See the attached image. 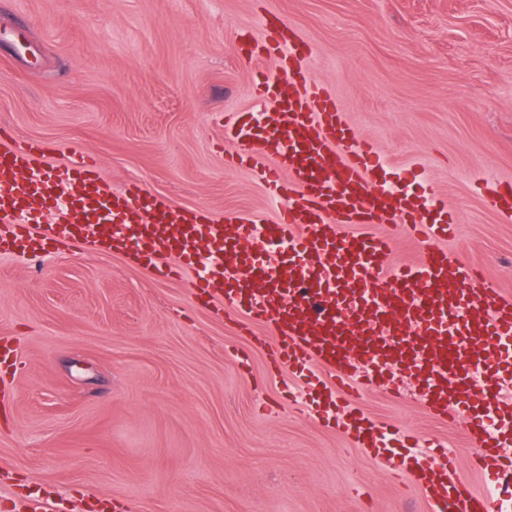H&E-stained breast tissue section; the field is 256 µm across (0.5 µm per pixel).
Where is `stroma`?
Instances as JSON below:
<instances>
[{"label":"stroma","mask_w":512,"mask_h":512,"mask_svg":"<svg viewBox=\"0 0 512 512\" xmlns=\"http://www.w3.org/2000/svg\"><path fill=\"white\" fill-rule=\"evenodd\" d=\"M270 14L309 46L384 176L447 198L449 256L512 298V214L474 183H512V0H0V145L41 142L59 162L80 148L107 188L274 218L224 140L226 114L262 109L254 72L279 70L239 49ZM240 318L119 254H0V336L19 345L0 512H428L349 435L289 410L293 376L251 350ZM355 405L442 440L465 487L486 490L463 425L415 392Z\"/></svg>","instance_id":"obj_1"}]
</instances>
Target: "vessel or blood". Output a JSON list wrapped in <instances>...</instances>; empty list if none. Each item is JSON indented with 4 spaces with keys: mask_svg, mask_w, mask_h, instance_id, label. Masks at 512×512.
<instances>
[{
    "mask_svg": "<svg viewBox=\"0 0 512 512\" xmlns=\"http://www.w3.org/2000/svg\"><path fill=\"white\" fill-rule=\"evenodd\" d=\"M267 40L244 38L252 56L276 55L281 75H255L272 111L224 124L237 146L233 163L257 166L275 195L273 220L217 217L178 208L139 183L106 191L96 164L72 153L53 164L38 143L0 149V251L37 253L67 242L118 252L170 278L189 277L194 299L244 309L242 334L264 323L252 346L300 377L331 376L309 413L350 433L425 497L428 512H499L496 497L466 490L456 458L408 434L411 453L381 447V431L350 401L378 384L387 367L416 383L437 418L460 422L478 451L486 482L512 481V401L499 378L512 376V299L479 270L448 256L441 243L455 224L446 198L411 196L380 184L377 153L343 118L335 97L311 84L309 54L280 18ZM395 217L397 234L352 236L343 224ZM425 243L418 261L390 267L398 237Z\"/></svg>",
    "mask_w": 512,
    "mask_h": 512,
    "instance_id": "b4317fda",
    "label": "vessel or blood"
}]
</instances>
